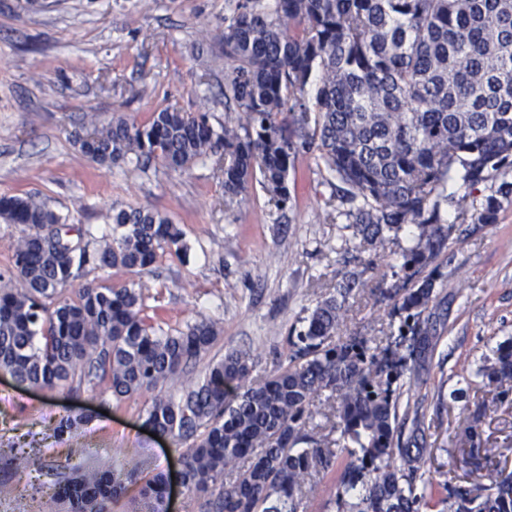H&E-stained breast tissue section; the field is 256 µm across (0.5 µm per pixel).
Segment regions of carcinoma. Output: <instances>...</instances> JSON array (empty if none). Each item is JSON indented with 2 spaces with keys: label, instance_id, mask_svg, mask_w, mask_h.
Here are the masks:
<instances>
[{
  "label": "carcinoma",
  "instance_id": "1",
  "mask_svg": "<svg viewBox=\"0 0 512 512\" xmlns=\"http://www.w3.org/2000/svg\"><path fill=\"white\" fill-rule=\"evenodd\" d=\"M222 48L224 124L175 108L143 125L117 115L90 120L76 145L107 166L158 158L182 170L215 158L224 196L257 179L280 209L292 201L288 174L298 157L317 152L345 185L340 215L351 235L341 250L376 248L415 226L394 311L409 356L432 348L436 276L425 269L455 229L440 204L463 209L450 185L512 166V0H228ZM499 209L487 197L477 223H497ZM0 219L25 227L0 269V370L20 382L79 389L106 380L120 401L187 373L220 335L210 320L159 334L142 316L139 280L84 285L75 301L60 294L88 268L140 276L158 251L187 250L167 214L114 209L112 235L84 231L100 240L92 250L62 233L68 218L35 194L1 195ZM363 288L358 274L345 275L287 337L292 354L263 380L253 377L256 356L232 349L178 400L152 399L146 421L183 447L186 491L205 498V512H299L308 478L320 473L338 474V512H512V477L494 466L496 448L485 449L484 482L472 489L448 496V485L426 478L427 450L402 440L407 362L379 358L362 336L339 335L348 299ZM481 372L512 389V340ZM321 399L336 403V423L316 436L307 423ZM345 455L352 460L343 465ZM136 480L93 471L57 483L54 495L71 512H105ZM165 493L163 475L146 480L140 510L162 512Z\"/></svg>",
  "mask_w": 512,
  "mask_h": 512
}]
</instances>
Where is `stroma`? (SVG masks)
I'll return each mask as SVG.
<instances>
[{
    "label": "stroma",
    "mask_w": 512,
    "mask_h": 512,
    "mask_svg": "<svg viewBox=\"0 0 512 512\" xmlns=\"http://www.w3.org/2000/svg\"><path fill=\"white\" fill-rule=\"evenodd\" d=\"M226 0H0V195L36 194L71 216L73 227L104 229L112 209L146 207L167 213L183 233L185 255L160 254L143 275L144 313L174 334L201 319L222 332L191 371L203 378L233 348L252 350L255 377L286 358L289 333L344 273H360L367 291L350 298L340 333L362 336L378 350L405 353L394 324V292L405 279L401 250L411 238L403 228L383 247L340 254L343 204L314 154L300 155L289 180L293 207L279 211L260 185L232 204L213 163L174 171L161 162L142 169L106 167L73 144L87 115L99 123L122 114L147 123L165 108L207 111L224 119ZM512 166L463 188L464 212L449 211L456 243L437 259L434 348L410 362V386L401 405L423 420H406L405 434L422 429L434 462L429 476L449 488L479 483L482 456L469 469L459 463V439L481 401L482 444L498 449L512 472V394L493 401L477 377L498 343L512 339ZM500 201L497 223L475 221L474 207L488 196ZM382 298H374V290ZM467 388L463 400L452 393ZM154 393L118 401L108 382L69 391L17 383L0 371V449L30 455L14 471L0 456V512H68L54 495L53 467L78 476L91 470L137 472L125 495L107 512H134L140 483L179 467L181 447L144 433L145 409ZM73 424L63 435L61 419Z\"/></svg>",
    "instance_id": "1"
}]
</instances>
